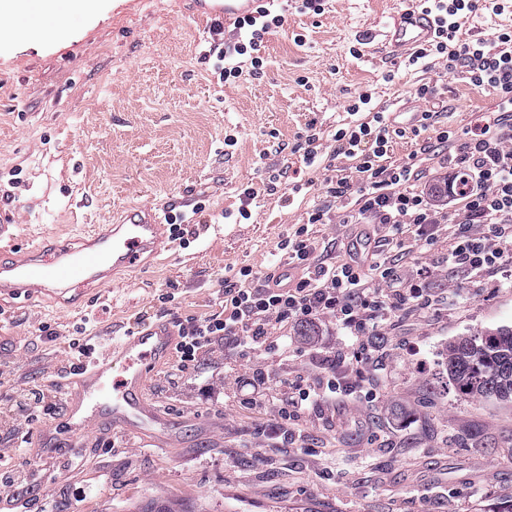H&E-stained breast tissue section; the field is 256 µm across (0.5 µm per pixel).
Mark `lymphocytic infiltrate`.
<instances>
[{
    "instance_id": "1",
    "label": "lymphocytic infiltrate",
    "mask_w": 512,
    "mask_h": 512,
    "mask_svg": "<svg viewBox=\"0 0 512 512\" xmlns=\"http://www.w3.org/2000/svg\"><path fill=\"white\" fill-rule=\"evenodd\" d=\"M507 2L430 0L426 8L436 25L435 36L414 55V62L438 57L449 74H465L471 86L492 89L499 98L497 111L482 116L474 131L440 132V142L448 147L445 200L419 188L418 161L383 164L393 128L379 111L371 119L359 118L361 106L369 102L368 96H360L348 108L356 124L333 136L334 155L355 159V170L332 183L328 192L342 203V223L370 230L376 251L363 253L352 245L345 258L328 261L317 238L296 231L278 246L281 260L300 272L291 287L252 286L253 271L243 268L239 280L224 284L221 314L177 322L182 372L219 341L261 352L272 348L273 335H287L303 324L331 323L344 330L348 345L325 352L315 378L296 376L280 390L269 387L265 372H254L267 390L263 397L251 393L244 401L276 407L279 420L273 437H290L321 402L349 396L377 401L373 377L381 369L374 358L378 331L438 307L430 277L439 268L480 277L512 264V30L498 32L490 43L458 37L466 15L479 10L498 15ZM284 21L264 6L237 19L235 35L217 53L221 76L241 75L233 61L237 55L249 56L253 70H260L263 59L255 51L264 35ZM445 231L450 234L448 252L440 263L406 274L390 260L392 251L434 244Z\"/></svg>"
}]
</instances>
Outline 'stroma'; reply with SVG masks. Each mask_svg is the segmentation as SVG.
Segmentation results:
<instances>
[{
	"instance_id": "1",
	"label": "stroma",
	"mask_w": 512,
	"mask_h": 512,
	"mask_svg": "<svg viewBox=\"0 0 512 512\" xmlns=\"http://www.w3.org/2000/svg\"><path fill=\"white\" fill-rule=\"evenodd\" d=\"M409 2L322 0L316 14L290 0L261 45L262 69L244 65L228 81L195 0H96L81 20L0 45V212L11 219L1 238L26 248L112 223L134 204L186 216L203 208L156 266L98 289L82 310L22 303L0 318V512H136L159 497L198 512H499L512 503V406L446 388L440 355L453 338L512 325V288L495 275L435 273L439 309L402 318L376 341L386 364L378 400L322 403L279 449L255 434L275 410L242 404L239 381L258 368L283 381L317 375L340 330L319 328L311 344L296 338L286 363L220 343L192 370L169 361L149 384L168 417L167 445L95 434L77 448L78 468L17 447L59 419L61 396L46 382L78 359L70 339L97 345L141 321L218 313L225 280L249 268L263 284L278 244L302 226L342 253L356 228L312 224L308 212L319 204L340 214L328 183L354 162L313 170L298 147L311 130L331 146L359 95L388 112L438 111L425 135L393 138L387 165L495 110V93L462 75L386 53V28ZM422 84L431 102L415 98ZM247 188L255 197L244 219ZM45 325L56 339L42 336ZM37 388L45 410L30 421Z\"/></svg>"
}]
</instances>
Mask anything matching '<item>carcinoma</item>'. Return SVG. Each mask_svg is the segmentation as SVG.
<instances>
[{
    "mask_svg": "<svg viewBox=\"0 0 512 512\" xmlns=\"http://www.w3.org/2000/svg\"><path fill=\"white\" fill-rule=\"evenodd\" d=\"M448 383L468 398L512 404V327L485 328L448 341L442 351ZM138 512H190L181 505L153 500Z\"/></svg>",
    "mask_w": 512,
    "mask_h": 512,
    "instance_id": "1",
    "label": "carcinoma"
}]
</instances>
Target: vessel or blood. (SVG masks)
I'll use <instances>...</instances> for the list:
<instances>
[{"label":"vessel or blood","instance_id":"vessel-or-blood-1","mask_svg":"<svg viewBox=\"0 0 512 512\" xmlns=\"http://www.w3.org/2000/svg\"><path fill=\"white\" fill-rule=\"evenodd\" d=\"M260 0H213L203 13L212 18H237ZM434 23L424 11L402 12L385 34L389 50L408 53L428 45ZM172 235L166 212L149 206L128 211L115 224L97 226L79 247L34 245L19 253L0 248V300L45 296L78 303L93 286H105L118 272L141 267L146 258L170 250ZM176 333L165 320L128 329L124 336L89 354L53 379L63 397L64 433L43 430L36 439L43 460L63 461L82 438L99 429L150 434L167 427V419L149 392L148 376L169 361Z\"/></svg>","mask_w":512,"mask_h":512}]
</instances>
